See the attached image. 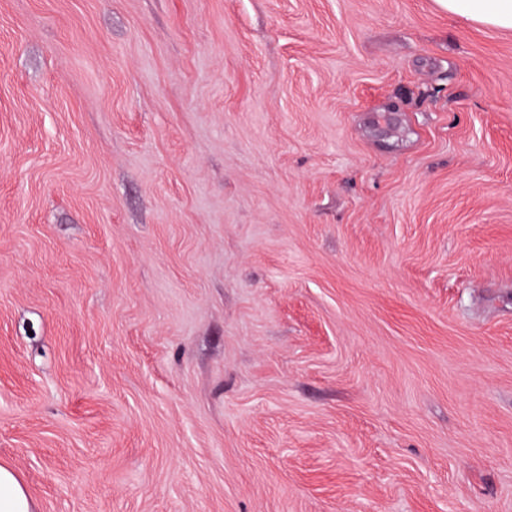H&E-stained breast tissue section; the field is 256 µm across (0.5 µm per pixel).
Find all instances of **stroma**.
<instances>
[{
	"label": "stroma",
	"mask_w": 512,
	"mask_h": 512,
	"mask_svg": "<svg viewBox=\"0 0 512 512\" xmlns=\"http://www.w3.org/2000/svg\"><path fill=\"white\" fill-rule=\"evenodd\" d=\"M0 464L41 512H512V29L0 0Z\"/></svg>",
	"instance_id": "obj_1"
}]
</instances>
